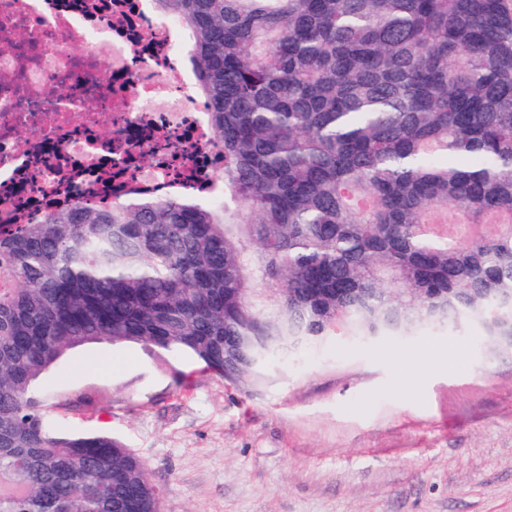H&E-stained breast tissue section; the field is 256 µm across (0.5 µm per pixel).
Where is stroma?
Returning a JSON list of instances; mask_svg holds the SVG:
<instances>
[{
    "mask_svg": "<svg viewBox=\"0 0 512 512\" xmlns=\"http://www.w3.org/2000/svg\"><path fill=\"white\" fill-rule=\"evenodd\" d=\"M39 386L141 457L163 512H512V352L443 325L329 340L255 389L107 342Z\"/></svg>",
    "mask_w": 512,
    "mask_h": 512,
    "instance_id": "obj_1",
    "label": "stroma"
}]
</instances>
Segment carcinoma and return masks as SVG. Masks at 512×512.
Segmentation results:
<instances>
[{"mask_svg": "<svg viewBox=\"0 0 512 512\" xmlns=\"http://www.w3.org/2000/svg\"><path fill=\"white\" fill-rule=\"evenodd\" d=\"M157 2L190 34L224 205L78 199L0 234V512H162L133 449L63 431L37 388L78 346L249 386L442 321L512 351V0Z\"/></svg>", "mask_w": 512, "mask_h": 512, "instance_id": "1", "label": "carcinoma"}]
</instances>
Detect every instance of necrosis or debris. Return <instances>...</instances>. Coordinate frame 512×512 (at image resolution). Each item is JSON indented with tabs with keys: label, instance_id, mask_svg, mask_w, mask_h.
<instances>
[{
	"label": "necrosis or debris",
	"instance_id": "1",
	"mask_svg": "<svg viewBox=\"0 0 512 512\" xmlns=\"http://www.w3.org/2000/svg\"><path fill=\"white\" fill-rule=\"evenodd\" d=\"M187 41L154 0H0V227L79 197L108 203L113 178L127 199L172 193L176 164L208 176L222 199L224 160ZM104 116L108 137L98 131ZM144 155L150 164L125 171V159Z\"/></svg>",
	"mask_w": 512,
	"mask_h": 512
}]
</instances>
